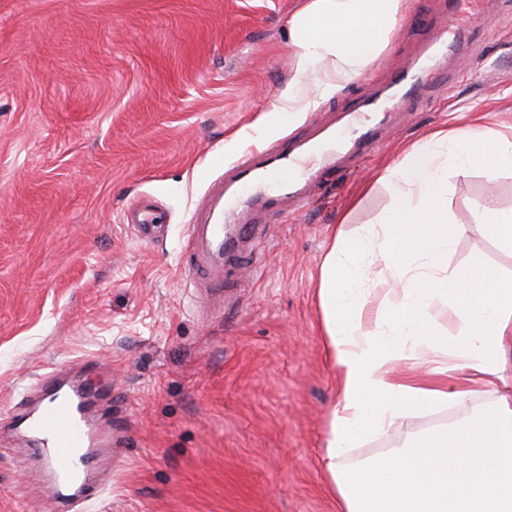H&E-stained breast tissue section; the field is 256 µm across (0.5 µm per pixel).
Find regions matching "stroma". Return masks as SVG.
I'll use <instances>...</instances> for the list:
<instances>
[{"label":"stroma","mask_w":512,"mask_h":512,"mask_svg":"<svg viewBox=\"0 0 512 512\" xmlns=\"http://www.w3.org/2000/svg\"><path fill=\"white\" fill-rule=\"evenodd\" d=\"M301 0H0V415L19 387L58 368L112 389L127 428L105 460L112 485L78 512H338L323 467L338 395L325 346L320 267L332 234L377 225L392 191L379 181L397 148L449 131L460 113L512 137V0H484V26L447 80L386 121L379 151L344 153L307 203L242 198L228 224L267 235L206 298L184 268L191 221L252 147L276 151L340 124L345 107L386 89L418 56L445 0H407L363 74L299 122L258 132L295 63L288 19ZM167 216L142 239L127 208ZM512 209V171L448 175V220L486 201ZM512 278V247L468 232L449 268ZM486 397L419 410L346 449L343 470L448 429ZM16 437L0 432V512H58Z\"/></svg>","instance_id":"obj_1"}]
</instances>
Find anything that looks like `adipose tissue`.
<instances>
[{"label":"adipose tissue","instance_id":"ef3b65f1","mask_svg":"<svg viewBox=\"0 0 512 512\" xmlns=\"http://www.w3.org/2000/svg\"><path fill=\"white\" fill-rule=\"evenodd\" d=\"M406 0H304L288 25L296 76L265 116L317 108L358 78L388 44ZM479 167L488 179L512 171V138L468 123L405 150L385 169L393 201L383 217L378 253L365 238L334 234L321 265L320 299L326 348L339 399L328 424L323 461L340 512H512V281L476 263L449 269L448 253L468 228L512 245V210L484 207L474 226L448 221V174ZM393 274L400 304L380 312L389 328H362L365 279L376 267ZM447 302L458 320L449 339L431 330V311ZM410 373L391 375L390 363ZM478 393L491 406L447 431L429 434L378 463L348 473L336 459L372 432H388L407 413Z\"/></svg>","mask_w":512,"mask_h":512}]
</instances>
